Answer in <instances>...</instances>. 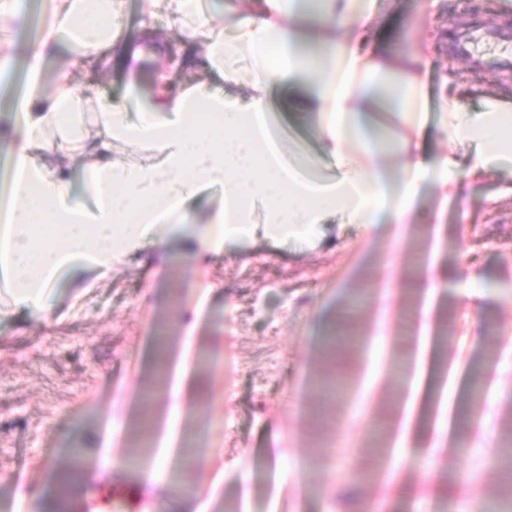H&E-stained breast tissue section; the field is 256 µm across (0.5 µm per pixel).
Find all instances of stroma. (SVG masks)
Segmentation results:
<instances>
[{
	"label": "stroma",
	"instance_id": "stroma-1",
	"mask_svg": "<svg viewBox=\"0 0 512 512\" xmlns=\"http://www.w3.org/2000/svg\"><path fill=\"white\" fill-rule=\"evenodd\" d=\"M389 0L372 38L398 48L415 29L431 56V97L445 83L497 93L512 104V74L494 64L476 71L454 51V36L484 24L512 31V4L504 0ZM43 22V0H21L14 35L7 99L25 90L24 45ZM390 241L333 215L313 247L255 236L245 246L199 259L183 239L158 231L135 257L115 263L109 276L82 287L60 279L54 312L0 313V512H41L54 494V512L94 482L112 480L101 459L120 446L114 422L134 435L145 417L139 399L159 385L166 348H180L187 328L194 344L218 359L199 365L195 400L181 409L178 425L210 458L196 466L144 451L146 465L179 472L177 481L145 491L143 512H173L187 491L207 501L208 512H230L243 470L252 472L248 512H362L385 499L387 512H456L464 502L493 495L499 472L486 468L497 455L512 419V173H478L469 191L449 203L440 253L443 288L435 306L452 311L455 332L446 342L447 363L460 373L485 368L492 397L477 409V432L464 456L443 450L438 477L405 470L397 482L386 473L355 484L340 483L345 466L365 463L366 418L400 414V389L383 383L341 404L315 388L321 374L368 364V354L328 364L323 321L341 314L356 289L370 295L354 323L370 336L385 320L389 348L410 350L415 328L382 298L386 288L414 294L418 253L427 246L409 238L399 269L384 266ZM215 291L204 295L202 283ZM472 284L478 297L458 291Z\"/></svg>",
	"mask_w": 512,
	"mask_h": 512
}]
</instances>
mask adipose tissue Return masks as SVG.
Wrapping results in <instances>:
<instances>
[{
  "instance_id": "1",
  "label": "adipose tissue",
  "mask_w": 512,
  "mask_h": 512,
  "mask_svg": "<svg viewBox=\"0 0 512 512\" xmlns=\"http://www.w3.org/2000/svg\"><path fill=\"white\" fill-rule=\"evenodd\" d=\"M126 4L44 0L40 33L26 46L27 90L14 108L12 179L0 204V295L12 307L48 315L60 276L107 274L136 254L157 225L182 233L188 206L205 184L222 185L224 201L205 236L193 242L201 254L251 237L259 228L253 221L258 197L266 201L260 228L276 240L318 235L336 212L369 230L393 225L399 238L416 221L423 184L444 201L460 196L459 149L471 150L472 171L512 170V105L496 99L474 107L445 95L439 108L448 151L434 162L420 155L430 59L413 39L388 53L371 42L382 0H236L229 33L210 0H143L144 45L133 52L121 39ZM161 13L187 43L175 67L204 62L225 85L249 86L250 96L239 100L205 83H174L165 67L142 90L144 57L170 58L155 33ZM63 48L69 56L43 91L42 63ZM89 58L124 74L121 100L87 97L75 84V70ZM287 85L300 89L294 111L316 117L333 175L321 174L314 157L301 170L273 141V96ZM117 142L150 156L118 163ZM68 158L81 164L84 197L73 192ZM415 324V371L405 381L409 416L426 385V310Z\"/></svg>"
}]
</instances>
